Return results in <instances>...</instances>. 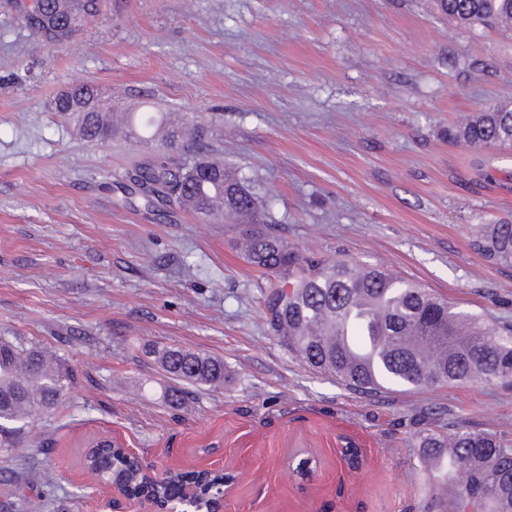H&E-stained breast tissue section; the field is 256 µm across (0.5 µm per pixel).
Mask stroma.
Instances as JSON below:
<instances>
[{"label": "stroma", "mask_w": 512, "mask_h": 512, "mask_svg": "<svg viewBox=\"0 0 512 512\" xmlns=\"http://www.w3.org/2000/svg\"><path fill=\"white\" fill-rule=\"evenodd\" d=\"M92 82L147 112L216 118L214 146L305 254L416 280L458 310L512 323V266L471 246L512 222V145L447 131L512 100V35L464 28L435 0H106L67 43L0 8V337L67 361L76 385L0 456V512H99L83 443L122 439L146 463L231 476L229 512H420L430 430L512 433V385L352 393L270 332L267 279L238 228L147 211L124 175L145 155L76 136L55 99ZM222 358L191 410L143 353ZM362 450L353 473L336 455Z\"/></svg>", "instance_id": "35a3bbf8"}]
</instances>
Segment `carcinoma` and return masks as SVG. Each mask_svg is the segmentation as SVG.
<instances>
[{
	"label": "carcinoma",
	"instance_id": "obj_1",
	"mask_svg": "<svg viewBox=\"0 0 512 512\" xmlns=\"http://www.w3.org/2000/svg\"><path fill=\"white\" fill-rule=\"evenodd\" d=\"M8 5L36 34L63 43L99 15L101 0H9ZM436 5L461 26L497 27L512 20V0H436ZM101 104L100 89L86 83L59 96L54 111L74 117L83 139L107 142L114 131L101 119ZM182 119L188 135L173 129L128 172L146 206H177L213 220L218 202L238 224L266 223L264 201L247 178L203 152L215 126L193 112L182 113ZM448 137L477 150L511 145L512 101L474 113L449 129ZM239 246L250 264L272 276L264 293L270 329L313 373L361 394L394 386L512 383V324L485 323L383 268L306 256L272 233H247ZM473 248L512 264V222L492 225ZM151 354L174 381L164 392L172 407L190 399L189 385H224L220 359L179 346ZM47 359L40 348L0 340V452L7 456L19 447L29 413L53 408L62 386L75 382L65 361L55 359L49 371H41ZM422 447L448 482V495L427 496L422 512H512L511 437L458 429L446 437L429 434ZM84 461L123 479L135 495L157 491L131 469L121 449L105 442H90Z\"/></svg>",
	"mask_w": 512,
	"mask_h": 512
}]
</instances>
